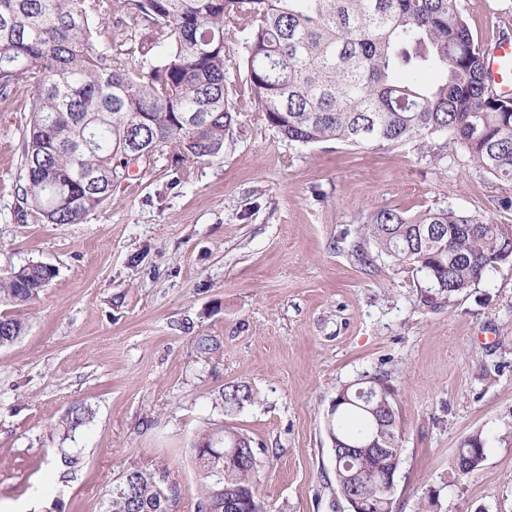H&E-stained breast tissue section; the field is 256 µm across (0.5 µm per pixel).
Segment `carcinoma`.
<instances>
[{"mask_svg": "<svg viewBox=\"0 0 512 512\" xmlns=\"http://www.w3.org/2000/svg\"><path fill=\"white\" fill-rule=\"evenodd\" d=\"M138 19L127 48L94 40L107 0H0V94L24 83L35 89L23 143L21 203L48 224H77L129 177L130 148L153 146L179 160L224 152L239 112L226 68L239 62L257 112L283 138L301 145L334 142L365 148L426 142L448 135L472 165L512 183V98L489 88L487 54L475 42L460 0H130ZM246 33L238 55L226 39ZM421 274L427 288L451 297L512 260V224L454 209L413 215L377 210L360 225L352 252L373 254ZM53 271L23 265L0 277V305L39 298ZM21 319L0 316V347L22 335ZM333 412L344 442L373 437L400 447L392 389L379 374L338 388ZM252 398L245 385L224 391L232 411ZM194 440L202 479L197 512H263L255 470L224 468L222 449L242 433L224 428ZM485 451L465 438L457 455ZM223 470L222 483L212 472ZM112 488L106 512H171L156 476L128 468ZM359 491L394 512L393 489Z\"/></svg>", "mask_w": 512, "mask_h": 512, "instance_id": "obj_1", "label": "carcinoma"}]
</instances>
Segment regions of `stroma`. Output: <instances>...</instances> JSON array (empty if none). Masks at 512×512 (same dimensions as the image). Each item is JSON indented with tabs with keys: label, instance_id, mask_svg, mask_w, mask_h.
Wrapping results in <instances>:
<instances>
[{
	"label": "stroma",
	"instance_id": "stroma-1",
	"mask_svg": "<svg viewBox=\"0 0 512 512\" xmlns=\"http://www.w3.org/2000/svg\"><path fill=\"white\" fill-rule=\"evenodd\" d=\"M477 41L512 37V0H460ZM219 156L133 165L77 224L23 208L34 90L0 95V274L54 276L18 307L0 348V504L104 512L128 468L160 476L172 512H196L189 448L212 428L248 436L264 512H349L328 410L339 387L384 374L402 464L395 512H512V263L450 299L386 256L361 265L349 235L385 206L480 212L512 224V185L435 138L381 148L290 142L257 112ZM253 397L224 409L227 386ZM89 417L72 423L73 407ZM478 434L485 458L458 475Z\"/></svg>",
	"mask_w": 512,
	"mask_h": 512
}]
</instances>
